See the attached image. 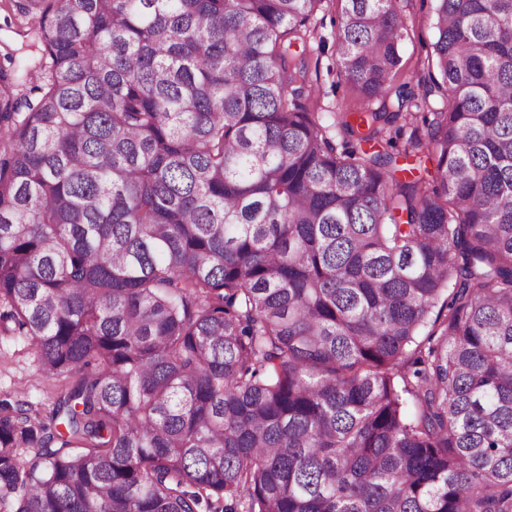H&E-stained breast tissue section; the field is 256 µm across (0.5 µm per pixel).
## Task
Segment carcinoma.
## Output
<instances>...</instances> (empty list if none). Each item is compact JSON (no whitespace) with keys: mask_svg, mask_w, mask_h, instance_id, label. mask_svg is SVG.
I'll list each match as a JSON object with an SVG mask.
<instances>
[{"mask_svg":"<svg viewBox=\"0 0 512 512\" xmlns=\"http://www.w3.org/2000/svg\"><path fill=\"white\" fill-rule=\"evenodd\" d=\"M322 2L20 0L0 334L62 391L0 401V512H512V0H434L419 103L397 0H345L334 136ZM16 4L18 0H0V64L9 65L4 54L10 53V66L16 71L19 89L33 99L34 93L30 89L42 81L44 64L40 68L29 17L21 14ZM344 2L326 0L310 20V35L304 57L308 67V90L301 98L310 112H321L325 125H330L331 112L338 108L356 107L352 88L340 74L336 62V30Z\"/></svg>","mask_w":512,"mask_h":512,"instance_id":"obj_1","label":"carcinoma"}]
</instances>
